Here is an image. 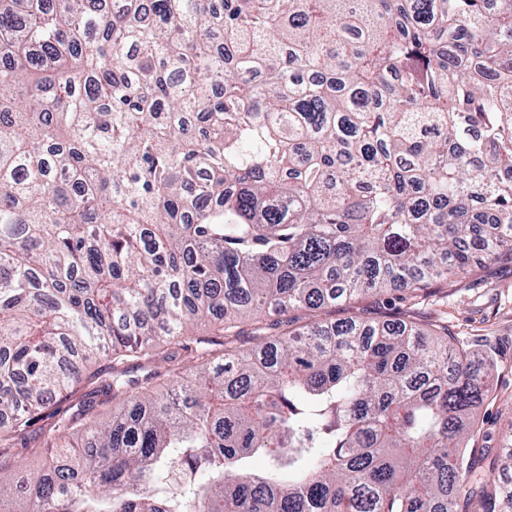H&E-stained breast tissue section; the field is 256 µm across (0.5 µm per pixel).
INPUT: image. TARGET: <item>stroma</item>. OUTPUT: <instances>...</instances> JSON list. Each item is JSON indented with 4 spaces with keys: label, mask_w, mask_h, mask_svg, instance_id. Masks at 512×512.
<instances>
[{
    "label": "stroma",
    "mask_w": 512,
    "mask_h": 512,
    "mask_svg": "<svg viewBox=\"0 0 512 512\" xmlns=\"http://www.w3.org/2000/svg\"><path fill=\"white\" fill-rule=\"evenodd\" d=\"M326 321L351 317L393 319L429 328L447 326L451 347L485 354L494 363L492 400L475 411L469 453L506 447L512 439V253L460 277L434 283L421 296L391 291L362 295L322 312Z\"/></svg>",
    "instance_id": "1"
}]
</instances>
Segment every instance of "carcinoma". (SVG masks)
Here are the masks:
<instances>
[{
  "label": "carcinoma",
  "instance_id": "obj_1",
  "mask_svg": "<svg viewBox=\"0 0 512 512\" xmlns=\"http://www.w3.org/2000/svg\"><path fill=\"white\" fill-rule=\"evenodd\" d=\"M124 5L0 0V512H496L448 330L235 342L512 252V0ZM215 335H213V329L210 323L199 324L197 327H194L190 332L189 336L182 339V344L180 346H175V352L177 361H183V363H188L189 360L195 356V349L198 347L196 343L197 339H215Z\"/></svg>",
  "mask_w": 512,
  "mask_h": 512
}]
</instances>
